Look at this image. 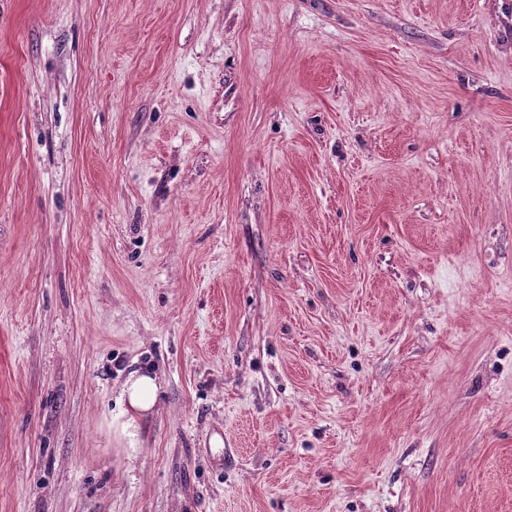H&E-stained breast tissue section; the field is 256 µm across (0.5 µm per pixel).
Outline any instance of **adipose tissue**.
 I'll return each mask as SVG.
<instances>
[{"instance_id": "ef3b65f1", "label": "adipose tissue", "mask_w": 512, "mask_h": 512, "mask_svg": "<svg viewBox=\"0 0 512 512\" xmlns=\"http://www.w3.org/2000/svg\"><path fill=\"white\" fill-rule=\"evenodd\" d=\"M158 378L155 373L143 369L131 371L123 385L120 400L128 415L119 423L117 430L127 444L129 455H136L140 444V418L151 414L157 403Z\"/></svg>"}]
</instances>
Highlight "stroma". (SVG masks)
Wrapping results in <instances>:
<instances>
[{"label":"stroma","mask_w":512,"mask_h":512,"mask_svg":"<svg viewBox=\"0 0 512 512\" xmlns=\"http://www.w3.org/2000/svg\"><path fill=\"white\" fill-rule=\"evenodd\" d=\"M0 512H512V0H0ZM158 377L151 371L143 369L131 371L120 394L124 405V413L131 414L129 418L119 423L117 430L127 444L128 459L135 458L140 444V426L138 418H144L153 412L158 397Z\"/></svg>","instance_id":"35a3bbf8"}]
</instances>
